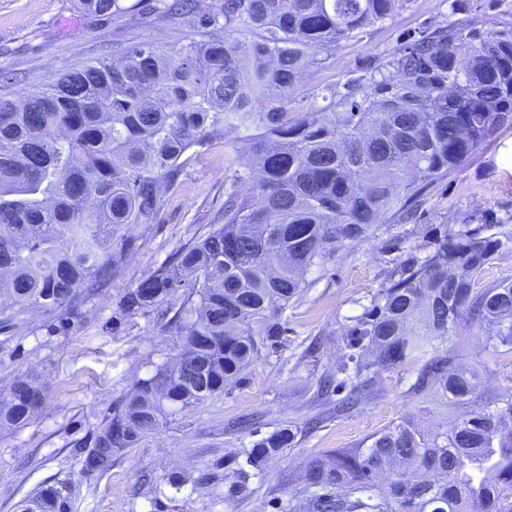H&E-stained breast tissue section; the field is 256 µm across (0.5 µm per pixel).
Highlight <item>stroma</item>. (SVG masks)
<instances>
[{"mask_svg": "<svg viewBox=\"0 0 512 512\" xmlns=\"http://www.w3.org/2000/svg\"><path fill=\"white\" fill-rule=\"evenodd\" d=\"M121 4L120 11L99 15L85 11L81 0H0V95L20 100L75 63L117 59L143 41L167 51L191 34V16L166 13L161 0ZM449 22L511 28L512 0H403L391 19L308 69L288 95L289 110L323 109L327 89L340 93L348 78L369 76L408 33ZM233 153L230 142L200 149L180 185L166 193L160 223L134 228L136 251L96 295L69 310L32 309L19 316L0 304V395L26 375L38 377L47 393L29 425L0 429V512H18L22 500L61 482L74 489L73 512H286L313 456L362 445L407 416L428 429L450 427L451 415L420 411L408 397L407 367L382 374L375 395L344 414L322 402L318 385L350 354L342 327L410 253L429 252L427 226L477 213L492 220V232L512 231V129L433 189L416 222L374 225L364 241L337 251L326 267L308 270L305 288L277 316L279 347L261 350L241 382L169 416L156 433L116 456L107 473L82 476L75 444L91 438L117 400L178 352L174 314H127L120 299L180 246L207 232L228 192L249 193V184L231 179ZM459 342L464 363L479 367L483 397L512 395V353L487 354L479 330ZM317 413L323 423L304 431ZM285 424L298 430L296 447L268 460L239 498L225 500V455L251 447L257 432ZM172 475L182 478L180 489L170 486Z\"/></svg>", "mask_w": 512, "mask_h": 512, "instance_id": "1", "label": "stroma"}]
</instances>
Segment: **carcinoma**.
<instances>
[{
	"label": "carcinoma",
	"instance_id": "carcinoma-1",
	"mask_svg": "<svg viewBox=\"0 0 512 512\" xmlns=\"http://www.w3.org/2000/svg\"><path fill=\"white\" fill-rule=\"evenodd\" d=\"M197 0L198 38L162 51L151 43L77 63L16 102L0 97V299L19 316L70 307L104 286L136 251L128 228L160 221L163 193L178 186L196 149L234 135L230 160L250 194L224 201L222 223L145 274L121 305L148 313L174 299L180 352L137 381L107 414L92 446L74 449L81 473L155 433L239 382L280 343L276 316L325 264L376 224L412 218L420 202L483 145L512 127V28L450 22L420 30L379 60L366 80L330 92L324 112H291L288 92L332 48L362 38L397 0ZM95 14L119 0H82ZM224 29L213 38L211 30ZM431 251L411 254L347 326L355 362L341 411L374 393L375 378L409 366L407 394L447 410L449 430L401 421L366 448L311 459L308 512H512V396L484 399L478 371L460 363L454 338L488 328L491 355L512 352V282L477 287L485 267L512 252V234L427 230ZM46 400L33 377L0 400V428L28 425ZM296 434L282 428L244 456L225 499ZM72 486H46L21 512H72Z\"/></svg>",
	"mask_w": 512,
	"mask_h": 512
}]
</instances>
